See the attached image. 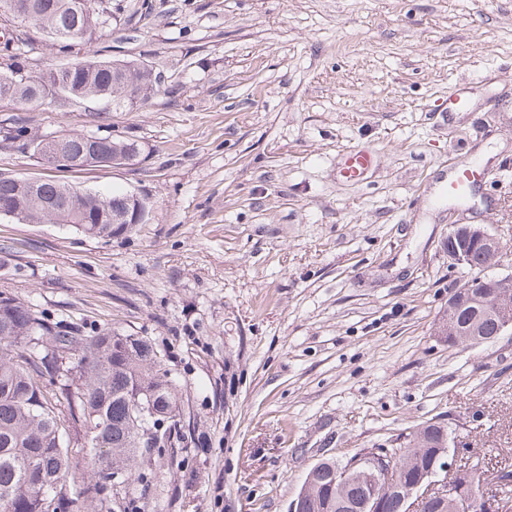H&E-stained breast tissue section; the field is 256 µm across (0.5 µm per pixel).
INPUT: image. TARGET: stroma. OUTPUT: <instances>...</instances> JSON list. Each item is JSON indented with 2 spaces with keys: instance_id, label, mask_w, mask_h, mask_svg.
Segmentation results:
<instances>
[{
  "instance_id": "35a3bbf8",
  "label": "stroma",
  "mask_w": 512,
  "mask_h": 512,
  "mask_svg": "<svg viewBox=\"0 0 512 512\" xmlns=\"http://www.w3.org/2000/svg\"><path fill=\"white\" fill-rule=\"evenodd\" d=\"M7 31L0 68L63 63L33 22L0 12ZM78 51L164 81L131 106L0 99V121L130 140L136 165L53 172L0 144V174L134 192L150 218L104 241L2 216L0 291L161 352L188 440L140 512H289L316 463L434 421L456 463L512 465V330L437 334L473 276L453 225H485L484 276L512 277V0H112ZM460 89L469 111H447ZM351 149L375 156L357 183ZM456 168L470 199L435 205ZM447 252L448 257L456 264L466 266L469 263L470 269L482 270L491 264L494 265L501 252V245L499 240L481 225L456 224L448 234ZM483 252L488 257V265Z\"/></svg>"
}]
</instances>
